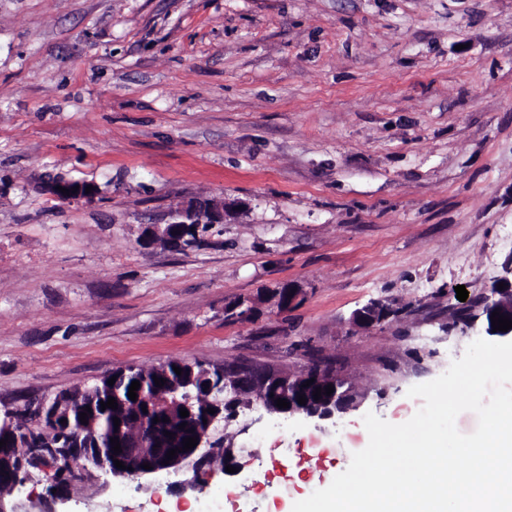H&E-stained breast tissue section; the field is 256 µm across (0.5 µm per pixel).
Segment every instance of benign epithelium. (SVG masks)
I'll return each instance as SVG.
<instances>
[{
    "instance_id": "obj_1",
    "label": "benign epithelium",
    "mask_w": 512,
    "mask_h": 512,
    "mask_svg": "<svg viewBox=\"0 0 512 512\" xmlns=\"http://www.w3.org/2000/svg\"><path fill=\"white\" fill-rule=\"evenodd\" d=\"M72 189L78 187L76 192L65 195L57 190V187ZM89 182L70 180L59 176L47 178L44 191L53 198L61 201L91 199L98 194V187L86 191ZM224 223V203L212 201L208 211H203L199 206H189L180 212V220L165 225L152 224L147 228L145 238L151 243H162L171 246L176 241L177 231L185 224H222ZM505 288L498 289V283H493L478 299L477 305L500 312L501 315L512 320V268L509 276L501 278ZM303 295V289L295 283L283 284L274 288L267 294L255 298H244L236 302L224 305V317L227 320L250 322L257 315L260 306L266 305L282 314L288 312ZM392 308L383 301L370 302L354 310L348 320L353 330H367L379 326L389 320ZM244 369L224 370L223 390L233 392L236 397H241L243 391H251L256 395L258 402L271 414L288 417L303 416L320 421L336 420L344 414L358 407L361 403V395L355 394V389L350 385V377L341 370L331 366L320 365L314 367L310 364L291 369L285 367L261 366L254 367L248 372L250 381L242 382L239 377ZM314 379L310 386H304L309 379ZM279 381V387L272 395L267 394L269 383ZM334 386V392L327 395L321 394L319 399H314L313 392L316 388L322 389ZM305 396L306 403H298L300 396ZM285 399L290 403L287 409L276 406L277 399ZM213 424L208 421L204 427L192 425V436L196 437L197 445L187 451L177 453L169 463H164L167 448L149 446L147 441L141 440L135 444L120 442L122 452L114 453L110 439H105V447L92 450L81 445V433L74 434L71 446L67 448H52L50 452L36 456L42 462L50 463L55 475L64 478L70 475L76 466H85L89 462L101 471L135 481L145 475L155 474L164 470H178L182 464L195 459L198 452L206 443V437ZM214 453L207 452L200 457L211 458ZM123 462L125 468L119 469L114 461ZM148 463L151 469L146 470L143 464ZM25 468L23 457L19 455V449L8 444L0 447V481L7 480L16 488L23 483L21 473Z\"/></svg>"
}]
</instances>
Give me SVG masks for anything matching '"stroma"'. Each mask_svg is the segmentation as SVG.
Instances as JSON below:
<instances>
[{"label":"stroma","instance_id":"35a3bbf8","mask_svg":"<svg viewBox=\"0 0 512 512\" xmlns=\"http://www.w3.org/2000/svg\"><path fill=\"white\" fill-rule=\"evenodd\" d=\"M95 183L63 202L45 175ZM221 200L200 244L143 240ZM512 266V0H0V418L128 367L293 366L355 379L337 422L216 420L207 463L131 481L28 468L17 512H282L346 470L363 417L462 357ZM249 323L225 304L284 283ZM468 297L459 301L456 286ZM372 300L396 320L350 332ZM303 295V288L298 284L287 283L274 288L266 295L255 298H244L236 302L225 304L224 317L227 320L250 322L257 315L260 306L267 305L276 309L277 313H286L292 309Z\"/></svg>","mask_w":512,"mask_h":512}]
</instances>
